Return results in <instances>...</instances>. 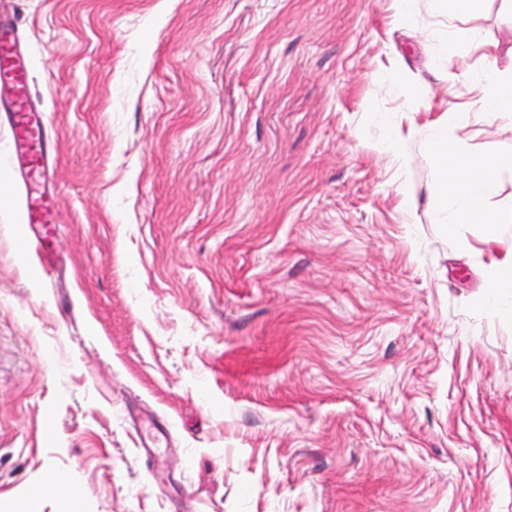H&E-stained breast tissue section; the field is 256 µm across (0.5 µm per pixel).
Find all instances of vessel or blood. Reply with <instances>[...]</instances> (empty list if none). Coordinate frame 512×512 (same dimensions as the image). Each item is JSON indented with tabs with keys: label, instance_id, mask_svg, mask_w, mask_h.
<instances>
[{
	"label": "vessel or blood",
	"instance_id": "b4317fda",
	"mask_svg": "<svg viewBox=\"0 0 512 512\" xmlns=\"http://www.w3.org/2000/svg\"><path fill=\"white\" fill-rule=\"evenodd\" d=\"M0 78L9 82L13 95L0 121L4 122L12 144L22 146L20 154L6 157L7 164L17 173L22 182L49 177L52 166V149L46 133V123L31 104L27 70L18 53V38L6 20L0 19ZM24 220L29 224L50 227L51 209L48 196L27 201ZM140 445L149 460H156L161 438L155 422H145L140 428Z\"/></svg>",
	"mask_w": 512,
	"mask_h": 512
}]
</instances>
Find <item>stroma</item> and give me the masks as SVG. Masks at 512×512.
Masks as SVG:
<instances>
[{
  "label": "stroma",
  "instance_id": "stroma-1",
  "mask_svg": "<svg viewBox=\"0 0 512 512\" xmlns=\"http://www.w3.org/2000/svg\"><path fill=\"white\" fill-rule=\"evenodd\" d=\"M0 13L58 151L45 262L0 126V512H512V313L485 288L512 235L454 223L427 151L479 110L512 0ZM451 135L512 156V118ZM140 445L145 449L146 457L155 462L160 450L161 438L159 436V429L155 422L147 421L140 428Z\"/></svg>",
  "mask_w": 512,
  "mask_h": 512
}]
</instances>
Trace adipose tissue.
<instances>
[{"instance_id":"adipose-tissue-1","label":"adipose tissue","mask_w":512,"mask_h":512,"mask_svg":"<svg viewBox=\"0 0 512 512\" xmlns=\"http://www.w3.org/2000/svg\"><path fill=\"white\" fill-rule=\"evenodd\" d=\"M481 91L485 107L472 113V120L490 124L501 114L512 112V59L488 68ZM461 118V113L446 111L433 127L430 151L437 190L441 197L456 200L457 223L469 224L479 219L493 225L497 219L483 210L482 201L498 175L512 167V158L476 155L462 149L448 133Z\"/></svg>"}]
</instances>
